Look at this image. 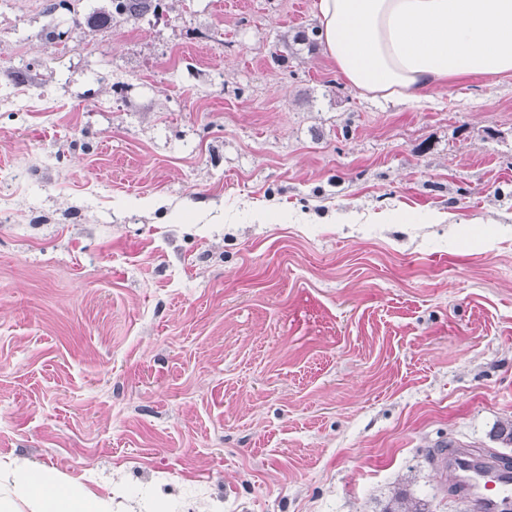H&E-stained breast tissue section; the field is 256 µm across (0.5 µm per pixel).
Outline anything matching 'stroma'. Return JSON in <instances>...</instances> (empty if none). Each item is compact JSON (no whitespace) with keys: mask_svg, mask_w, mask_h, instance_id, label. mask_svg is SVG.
I'll use <instances>...</instances> for the list:
<instances>
[{"mask_svg":"<svg viewBox=\"0 0 512 512\" xmlns=\"http://www.w3.org/2000/svg\"><path fill=\"white\" fill-rule=\"evenodd\" d=\"M316 2L0 0V463L467 512L434 450L512 459V73L380 104ZM158 8L157 0H112V12L88 17L87 25L107 26L116 15L123 19H140Z\"/></svg>","mask_w":512,"mask_h":512,"instance_id":"35a3bbf8","label":"stroma"}]
</instances>
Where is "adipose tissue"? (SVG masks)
Here are the masks:
<instances>
[{"label":"adipose tissue","mask_w":512,"mask_h":512,"mask_svg":"<svg viewBox=\"0 0 512 512\" xmlns=\"http://www.w3.org/2000/svg\"><path fill=\"white\" fill-rule=\"evenodd\" d=\"M324 50L368 97L416 101L462 77L512 72V0H318ZM112 512L111 496L54 470L0 467V512Z\"/></svg>","instance_id":"ef3b65f1"}]
</instances>
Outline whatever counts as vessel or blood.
Wrapping results in <instances>:
<instances>
[{
	"instance_id": "vessel-or-blood-1",
	"label": "vessel or blood",
	"mask_w": 512,
	"mask_h": 512,
	"mask_svg": "<svg viewBox=\"0 0 512 512\" xmlns=\"http://www.w3.org/2000/svg\"><path fill=\"white\" fill-rule=\"evenodd\" d=\"M437 464L448 472L457 496L466 501L470 512H512L511 466L463 448L441 449Z\"/></svg>"
}]
</instances>
